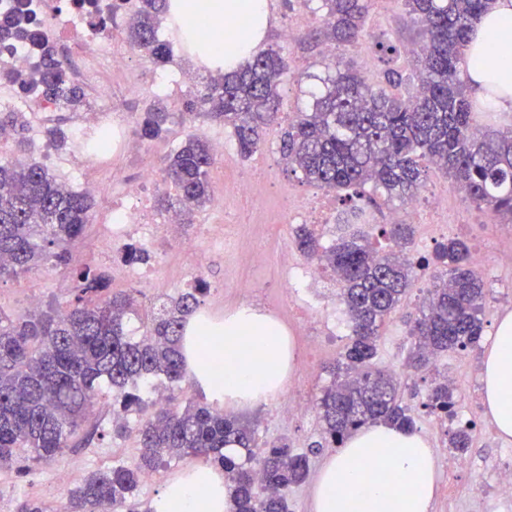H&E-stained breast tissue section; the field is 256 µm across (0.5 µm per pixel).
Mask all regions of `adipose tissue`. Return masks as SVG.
I'll return each mask as SVG.
<instances>
[{"label":"adipose tissue","instance_id":"obj_1","mask_svg":"<svg viewBox=\"0 0 512 512\" xmlns=\"http://www.w3.org/2000/svg\"><path fill=\"white\" fill-rule=\"evenodd\" d=\"M268 0H224V69L251 58L269 25ZM512 0H495L465 49L471 98L482 110L512 119V91L491 94V76L512 75ZM184 369L206 396L238 411L268 401L295 368L294 341L266 312L242 306L223 319L189 317L182 342ZM487 414L503 438L512 437V313L503 315L481 372ZM439 465L428 439L382 424L362 427L336 449L313 487V512H429ZM152 512H231L222 470L199 465L170 481Z\"/></svg>","mask_w":512,"mask_h":512}]
</instances>
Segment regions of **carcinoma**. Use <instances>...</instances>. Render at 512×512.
<instances>
[{"instance_id": "cac0c4a2", "label": "carcinoma", "mask_w": 512, "mask_h": 512, "mask_svg": "<svg viewBox=\"0 0 512 512\" xmlns=\"http://www.w3.org/2000/svg\"><path fill=\"white\" fill-rule=\"evenodd\" d=\"M143 7L130 30L131 46L156 63L169 59L172 43L161 37V19L170 0H140ZM315 3L321 25L317 37L338 47L360 44L374 0H303ZM422 39L409 75L395 69L375 84L337 61L308 76L307 105L282 131L279 151L301 182L343 193L336 240L321 249L308 224L294 232L296 249L320 258L338 277L352 338L333 379L317 400L322 438L340 447L358 428L384 423L413 429L400 404L396 375L375 364L379 329L404 303L415 279L413 264L401 255L411 225L381 224L378 235L364 229L367 206L405 204L426 185V159L463 190L475 208L499 224H512V128L495 136L479 130L465 82L464 50L470 34L493 0H400ZM18 0L0 13V37H16L35 48L39 62L29 76L0 72V82L31 86L48 99L71 106L83 93L56 59L52 46ZM289 65L277 49L253 56L240 69L208 84L200 112H183L230 129L243 158L256 153L280 106V87ZM407 86L401 98L393 88ZM171 113L151 108L136 120L143 140L159 138ZM214 163L209 142L189 137L169 157L166 178L187 210L211 196L208 174ZM86 195L59 182L37 162L0 163V278L52 261L75 283L69 309L53 304L14 318L0 310V471L30 470L52 462L72 447L103 393L124 412L141 410L142 395L160 379L187 380L181 342L188 317L202 305L205 281L153 307L132 330L131 293H109L108 276L74 266L70 248L89 224ZM444 268L415 320L409 366L424 368L441 352L465 348L480 339L485 301L482 278L472 269L469 246L450 238L437 245ZM423 406L450 416L455 402L448 383H436ZM253 422L224 413L216 404L188 402L182 409H157L139 428L136 461L90 472L53 507L28 497L18 512H110L130 500L145 476L187 456L224 470L232 512H288V492L309 473V459L288 442L256 445ZM226 448L244 454L229 456Z\"/></svg>"}]
</instances>
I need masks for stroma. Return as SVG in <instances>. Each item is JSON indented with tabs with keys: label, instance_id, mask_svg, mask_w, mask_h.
<instances>
[{
	"label": "stroma",
	"instance_id": "obj_1",
	"mask_svg": "<svg viewBox=\"0 0 512 512\" xmlns=\"http://www.w3.org/2000/svg\"><path fill=\"white\" fill-rule=\"evenodd\" d=\"M271 18L269 27L260 44L261 49L275 48L287 57L292 69L280 89V116L290 119L296 112L305 87L301 73L323 72L330 57L324 44L313 41L311 34L317 25V17L301 0L287 5L286 0H270ZM303 16L306 23L295 40L285 39L282 27L289 19ZM366 29L368 39L358 47L343 54L342 60L362 76L373 81L383 78L385 70L396 68L410 71L413 65L412 48L416 31L412 28L400 0H376ZM393 45L394 53L383 54L376 46L377 41ZM119 103L138 115L150 105L165 107L174 115L168 131L159 139L146 143L145 150L138 155H118L112 159L111 172L105 173L110 193H121L125 183L130 181L141 165L150 164L163 169L167 157L191 133L212 138L223 132V125L198 121L189 123L180 117L182 111L176 99L170 94H156L152 88H131L129 96L120 98ZM279 129L271 127L260 149L250 158L243 159L237 153L235 145L227 147V162L241 176L258 179L261 182L263 198L261 203L266 212L267 222L262 226L242 225L241 235L268 233L270 240L289 249L293 246L292 229L279 225L290 206L312 195L313 186L300 183L295 176L289 175L279 153ZM209 179L212 196L205 207L194 210L183 218L181 223L169 225L163 238V249L168 260L161 268L164 283L160 292L139 289L136 292L143 307H150L158 296L175 295L184 287V280L190 269L189 258L185 253L186 244H199L201 226L207 218L220 210L237 213L241 207L239 201L225 199L224 182L218 169H210ZM428 186H441L447 199L448 211L457 226L456 237L464 240L471 250L485 253L489 261L480 268L479 275L486 288V300L483 315V332L476 345L464 350H453L438 358L440 373L454 381L453 397L455 409L467 412L469 419L480 421L485 417L483 405L473 403L474 390L481 387L480 373L472 372V364L481 363L484 352L492 342L496 323L500 316L512 313V266L498 265L493 256L498 247V226L488 216L468 207L461 199L455 183L436 170H429ZM264 285L269 304L281 307V322L287 330H294L295 318L290 305L284 304L281 287L288 278L287 270L280 268L277 253H268L267 257L254 258L250 265L239 266L233 255L226 253L213 256L202 276L207 283L223 282V294L208 292L204 297V310L213 316H223L225 311L239 307L240 300L235 284L241 276ZM439 275L438 269L431 264L423 265L417 271L416 278L404 305L380 329L376 361L379 365L400 372L402 375V403L407 414L414 421L416 432L425 435L438 458L440 476L439 488L430 512H469L470 501L480 493L483 487L493 484L496 478L494 461L499 456L501 441L494 431L472 435L469 455L474 456L477 465L482 468V477L457 468L453 459L457 452L450 448L449 438L460 422L456 416L433 420L431 413L422 402L434 384L435 375L406 377L402 374L405 358L411 347L409 320L418 315L428 288L433 287ZM35 294L37 304L55 303L66 308L73 298V282L62 268L42 263L28 272L12 278L0 280V310L14 317L25 316L31 311L28 294ZM350 342L347 323H340L339 335L332 342H308L299 337L297 352L310 354L316 374L307 382H300L298 375H291L289 389L303 388L307 401H314L321 389L331 381L330 366L345 351ZM278 401L257 406L247 411V418L256 423L258 444L270 443L279 439L287 440L293 452L310 453L311 442L319 437V422L315 408H308L292 422L280 421ZM97 425V436L92 443L83 448L69 449L62 458L49 464H40L32 471L19 474L15 471L0 472V512H17L19 503L25 495H34L54 504L66 500L67 491L74 482L88 472L107 467L115 462H132L137 454V424L140 413L129 414L127 430L123 435H115L112 430V399L99 400L93 412Z\"/></svg>",
	"mask_w": 512,
	"mask_h": 512
}]
</instances>
